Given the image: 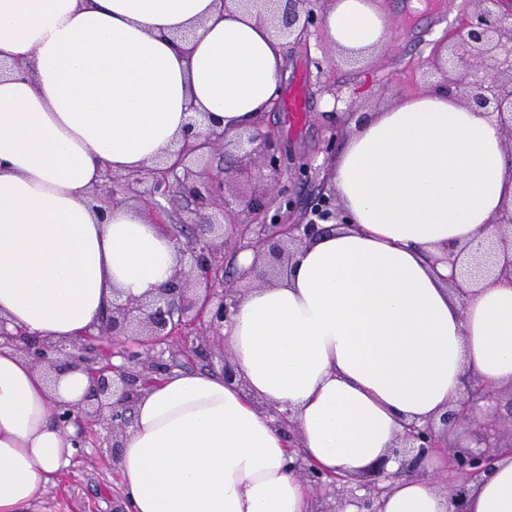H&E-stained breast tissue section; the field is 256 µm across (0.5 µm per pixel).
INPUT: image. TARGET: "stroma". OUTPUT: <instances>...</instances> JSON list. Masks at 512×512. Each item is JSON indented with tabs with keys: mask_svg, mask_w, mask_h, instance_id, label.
Returning <instances> with one entry per match:
<instances>
[{
	"mask_svg": "<svg viewBox=\"0 0 512 512\" xmlns=\"http://www.w3.org/2000/svg\"><path fill=\"white\" fill-rule=\"evenodd\" d=\"M387 16L392 39L351 62L329 43L323 25L312 27L306 46L283 50L280 92H287L297 79H304L308 118L293 126L282 110L263 113L260 124L278 130L280 148L291 163L311 160L325 164L322 151L335 127L345 126L346 115L334 112L333 99L341 97L355 112H377L398 98L434 89L443 76L424 80L426 63L437 44L458 30L462 0L444 4L426 0L412 8L407 0H378ZM84 447L70 466L45 493L24 512H127L120 488V475L112 462L111 431L103 425L85 426Z\"/></svg>",
	"mask_w": 512,
	"mask_h": 512,
	"instance_id": "1",
	"label": "stroma"
}]
</instances>
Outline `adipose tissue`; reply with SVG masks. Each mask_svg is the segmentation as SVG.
<instances>
[{"label":"adipose tissue","mask_w":512,"mask_h":512,"mask_svg":"<svg viewBox=\"0 0 512 512\" xmlns=\"http://www.w3.org/2000/svg\"><path fill=\"white\" fill-rule=\"evenodd\" d=\"M324 25L345 49L389 34L374 0H332ZM0 59V320L68 341L114 292L155 293L179 259L144 207L99 210L92 189L150 165L195 113L231 134L255 124L278 95L281 46L224 0H0ZM329 175L347 224L222 329L240 384L171 375L135 401L118 459L130 512H307L275 413L312 464L352 478L404 424L442 414L464 372L512 382V277L463 303L445 261L512 202L495 117L442 92L401 98L353 127ZM87 387L80 372L48 387L0 346V512H22L68 464L57 405ZM381 512L453 506L398 475ZM467 512H512V458L472 485Z\"/></svg>","instance_id":"1"}]
</instances>
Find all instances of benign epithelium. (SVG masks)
Instances as JSON below:
<instances>
[{"label": "benign epithelium", "mask_w": 512, "mask_h": 512, "mask_svg": "<svg viewBox=\"0 0 512 512\" xmlns=\"http://www.w3.org/2000/svg\"><path fill=\"white\" fill-rule=\"evenodd\" d=\"M277 5L274 28L283 45H305L310 27L319 17L313 0H267ZM472 10L463 17L457 41L448 46V54H435L432 67L441 73H454L447 88H456L461 100L470 108L496 115L512 148V8L500 10L504 0H471ZM234 142L241 151L240 161L256 168L266 181L265 194L227 193L226 186L208 165H200L213 154ZM171 163L159 161L135 173L107 176V181L93 196L117 203L118 190L128 197H147L151 215L167 213L156 197L184 196L194 205L190 218V234L169 232L179 252V263L170 279L157 293L148 297H124L114 292L111 308L103 314L93 330L67 343L39 339L19 329L10 332L0 322V342L17 351L40 367L50 382L69 371L87 375L89 387L83 399L66 404L60 422L68 425L85 420L106 424L112 429V458L118 457L128 419L127 411L143 390L155 379L170 372L171 365L153 354L154 347L177 340L173 355H193L201 360L213 358L209 335L218 334L229 321L241 300L236 285L247 287L269 284L288 271L295 251L306 240L326 231L322 223H346V215L336 203V194L328 189L327 179L314 184L315 203L305 209L298 221H268L269 206L264 195L284 198L288 209L293 200L287 197L279 138L275 131L253 126L229 137L222 131L192 124L180 140L174 142ZM221 199L224 223L214 221L208 210ZM249 219L238 224V217ZM238 225L247 242L226 237L224 225ZM493 232L486 240L465 248L466 262L460 277H452L458 294L465 298L464 284L489 272L512 275V207L505 206L492 224ZM250 250L253 263L235 269L232 280L224 283V251L228 248ZM127 343L123 356L126 363L117 367L104 352V343ZM463 390L448 410L435 421L422 425H404L389 456L400 459L403 468L415 475L434 479L425 464L434 460L444 465L447 489L454 512H466L465 498L469 483L488 471V465L503 456H512V412L500 419L497 440L486 449L472 450L450 441V434L476 421L482 403H494L502 388L491 387L468 374L462 380ZM294 470L312 488L326 484L336 486V495L356 512H380L381 498L389 490L374 481L350 485L341 475H327L299 457ZM365 490L358 495L357 491Z\"/></svg>", "instance_id": "7a95c632"}]
</instances>
